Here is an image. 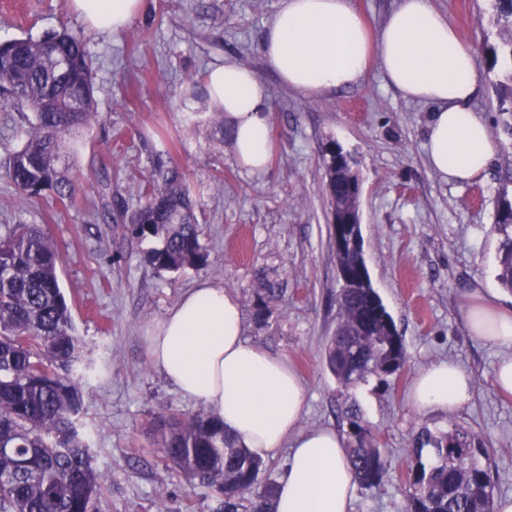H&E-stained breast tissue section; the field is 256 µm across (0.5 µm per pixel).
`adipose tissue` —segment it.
I'll list each match as a JSON object with an SVG mask.
<instances>
[{
    "label": "adipose tissue",
    "instance_id": "1",
    "mask_svg": "<svg viewBox=\"0 0 512 512\" xmlns=\"http://www.w3.org/2000/svg\"><path fill=\"white\" fill-rule=\"evenodd\" d=\"M72 7L87 28L117 33L142 0H72ZM261 51L281 83L303 94L364 84L379 65L404 98L435 107L427 127L430 168L460 183L485 177L496 144L473 108L480 90L475 51L433 0H397L375 32L352 0H283ZM206 88L209 104L224 110L239 164L264 171L271 150L267 85L253 70L226 62L208 72ZM459 312L469 333L508 349L495 384L512 393V309L479 289ZM242 321L237 298L201 282L150 331L149 357L183 396L223 421L238 447L265 457L290 447L276 512H349L357 482L343 436L332 429L297 433L304 389L281 358L244 338ZM471 398L469 377L449 360L422 370L410 390L420 413L452 411Z\"/></svg>",
    "mask_w": 512,
    "mask_h": 512
}]
</instances>
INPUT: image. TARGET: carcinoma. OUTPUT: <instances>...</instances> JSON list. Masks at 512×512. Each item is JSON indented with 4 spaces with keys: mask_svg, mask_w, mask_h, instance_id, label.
<instances>
[{
    "mask_svg": "<svg viewBox=\"0 0 512 512\" xmlns=\"http://www.w3.org/2000/svg\"><path fill=\"white\" fill-rule=\"evenodd\" d=\"M509 28L502 47L492 48L491 66L506 72L497 91L504 135L512 138V0H494ZM0 101L30 112L26 140L9 159L7 175L22 200L51 193L61 203L75 194L74 145L96 119L92 60L80 31L62 30L41 39L0 43ZM327 191L332 204L357 209L345 171L355 161L336 143L324 147ZM155 153L144 185V202L130 211L112 194L106 164L93 170L98 204L123 236L156 241L146 252L158 272L201 269L208 254L200 242L195 202L184 173ZM502 235L498 280L512 290V202L496 214ZM350 287L336 297L339 320L325 344V361L349 393L376 377L384 380L408 363L404 339L368 269L336 254ZM56 243L37 224L0 225V512H98L105 484L91 465V448L78 428L83 409L80 382L86 377L82 346L58 278ZM282 283L259 272L254 304L263 313L280 299ZM347 450L358 485L378 487L387 469L379 439L347 402ZM151 431L167 461L217 489L219 512H275L276 483L258 486L264 460L236 446L224 423L202 412L186 417L161 413ZM403 512H493L496 485L486 441L461 426L415 431L406 451Z\"/></svg>",
    "mask_w": 512,
    "mask_h": 512,
    "instance_id": "obj_1",
    "label": "carcinoma"
}]
</instances>
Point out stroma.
<instances>
[{
    "mask_svg": "<svg viewBox=\"0 0 512 512\" xmlns=\"http://www.w3.org/2000/svg\"><path fill=\"white\" fill-rule=\"evenodd\" d=\"M435 5L476 51L482 89L474 108L497 145L480 183H455L430 170L431 107L403 98L379 69L366 84L312 96L283 86L260 52L281 0H143L120 34L88 32L98 117L80 142L76 164L85 178L68 207L49 195L18 201L4 171L27 123L0 104V224L40 225L60 249L59 279L89 366L80 426L107 487L100 512L217 510L220 494L167 463L149 434L156 413L202 409L154 367L146 342L202 280L238 298L244 337L297 372L306 393L299 431H346L340 388L324 360L340 288L323 163L331 141L359 161L367 266L409 357L387 383L373 378L353 392L364 425L387 450V470L379 487L357 490L352 512H402L405 450L423 425L456 424L482 434L496 495L512 497V395L494 383L506 351L472 336L458 312L459 299L477 286L512 305V292L498 281L501 237L494 229L502 200L512 201V183L495 176L512 164V139L498 125L494 84L501 74L489 65L490 46L508 32L494 16L493 0ZM82 27L70 0H0V42ZM223 62L252 69L270 90L272 155L264 172L239 166L229 131L207 104L205 76ZM164 146L198 204L209 254L202 270L154 271L145 261L147 243L119 239L93 207L94 160L110 164L113 191L134 207L152 157ZM264 268L276 270L284 296L260 316L253 291ZM443 359L470 377L473 397L448 413H417L408 398L412 382Z\"/></svg>",
    "mask_w": 512,
    "mask_h": 512,
    "instance_id": "obj_1",
    "label": "stroma"
}]
</instances>
